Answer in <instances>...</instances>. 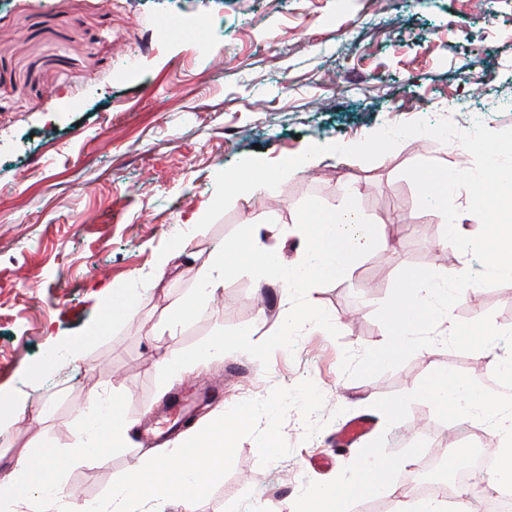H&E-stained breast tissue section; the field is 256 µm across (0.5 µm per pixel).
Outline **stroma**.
Masks as SVG:
<instances>
[{"label": "stroma", "instance_id": "35a3bbf8", "mask_svg": "<svg viewBox=\"0 0 512 512\" xmlns=\"http://www.w3.org/2000/svg\"><path fill=\"white\" fill-rule=\"evenodd\" d=\"M202 39L210 51L198 56ZM442 117L464 131L478 121L512 128V0H0V406L19 418L0 421V477L19 454H49L68 487L96 500L140 456L305 378L324 395L322 429L304 439L290 413L283 432L292 451L265 467L255 441L242 439L202 512H292L301 484L330 481L355 459L358 446L333 441L358 416L373 420L391 453L447 434L426 402L390 428L372 404L413 391L437 368L496 389L503 343L469 355L421 350L372 379L346 377L340 362L342 348L385 342L375 312L403 268L480 270L443 242L441 214L419 208L403 174L421 160L470 168L459 143L417 135L371 163L322 155L197 227L217 173L242 158L278 161L311 144L352 145L388 125ZM349 194L388 239L383 264L365 256L353 277L312 293L339 338L308 329L294 351L276 350L269 368L233 352L159 384L170 354L222 327H250L262 342L290 310L282 281L242 275L193 324L169 332L165 319L224 240L261 225V243L295 265L300 203L314 196L333 206ZM120 293L135 299L136 314L105 321ZM479 314L512 329V283L480 288L450 318ZM200 387L221 399L165 442L141 440L145 410L166 411L170 397ZM93 389L129 422L103 464L70 453L98 415L87 404Z\"/></svg>", "mask_w": 512, "mask_h": 512}]
</instances>
